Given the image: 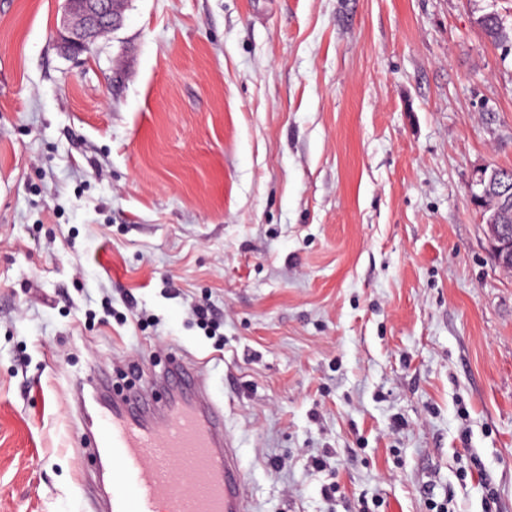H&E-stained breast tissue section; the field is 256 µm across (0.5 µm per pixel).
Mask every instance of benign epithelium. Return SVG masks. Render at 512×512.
I'll return each instance as SVG.
<instances>
[{"label": "benign epithelium", "mask_w": 512, "mask_h": 512, "mask_svg": "<svg viewBox=\"0 0 512 512\" xmlns=\"http://www.w3.org/2000/svg\"><path fill=\"white\" fill-rule=\"evenodd\" d=\"M65 10L57 28L59 44L74 54L88 52L97 35L119 25L122 0H64ZM480 187L478 198H493L496 205L486 207L488 237L495 262L512 270V225L506 223L512 215V191L486 167L474 179Z\"/></svg>", "instance_id": "obj_1"}]
</instances>
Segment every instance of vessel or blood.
Wrapping results in <instances>:
<instances>
[{
	"instance_id": "1",
	"label": "vessel or blood",
	"mask_w": 512,
	"mask_h": 512,
	"mask_svg": "<svg viewBox=\"0 0 512 512\" xmlns=\"http://www.w3.org/2000/svg\"><path fill=\"white\" fill-rule=\"evenodd\" d=\"M152 387L106 399L105 370L76 384L81 440L99 463L101 512H248L245 477L201 362L180 357Z\"/></svg>"
}]
</instances>
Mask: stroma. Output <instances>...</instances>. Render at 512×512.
Here are the masks:
<instances>
[{"instance_id": "1", "label": "stroma", "mask_w": 512, "mask_h": 512, "mask_svg": "<svg viewBox=\"0 0 512 512\" xmlns=\"http://www.w3.org/2000/svg\"><path fill=\"white\" fill-rule=\"evenodd\" d=\"M488 11L512 26V0H123L73 55L63 0L0 8V512H86L74 384L184 354L251 512H512V271L472 195L512 167Z\"/></svg>"}]
</instances>
